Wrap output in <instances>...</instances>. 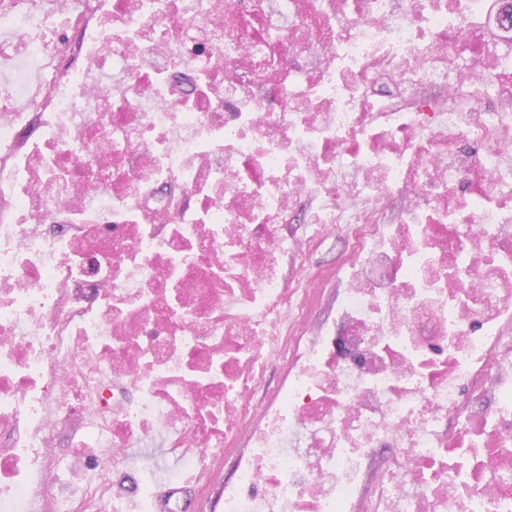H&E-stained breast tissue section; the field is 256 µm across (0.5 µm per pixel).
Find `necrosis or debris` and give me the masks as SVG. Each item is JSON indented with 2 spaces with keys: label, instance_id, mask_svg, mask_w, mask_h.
<instances>
[{
  "label": "necrosis or debris",
  "instance_id": "obj_1",
  "mask_svg": "<svg viewBox=\"0 0 512 512\" xmlns=\"http://www.w3.org/2000/svg\"><path fill=\"white\" fill-rule=\"evenodd\" d=\"M0 62V512H100L96 456L155 439L165 512L234 449L221 512H512V58L486 0H0ZM202 65L186 103L171 75ZM336 230L311 336L281 266Z\"/></svg>",
  "mask_w": 512,
  "mask_h": 512
}]
</instances>
